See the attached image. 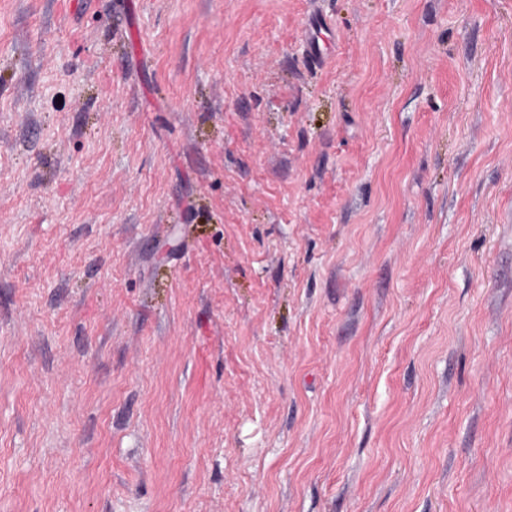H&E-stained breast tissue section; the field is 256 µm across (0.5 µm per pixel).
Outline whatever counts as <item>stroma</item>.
I'll list each match as a JSON object with an SVG mask.
<instances>
[{
    "label": "stroma",
    "mask_w": 512,
    "mask_h": 512,
    "mask_svg": "<svg viewBox=\"0 0 512 512\" xmlns=\"http://www.w3.org/2000/svg\"><path fill=\"white\" fill-rule=\"evenodd\" d=\"M0 0V512H512V0Z\"/></svg>",
    "instance_id": "1"
}]
</instances>
